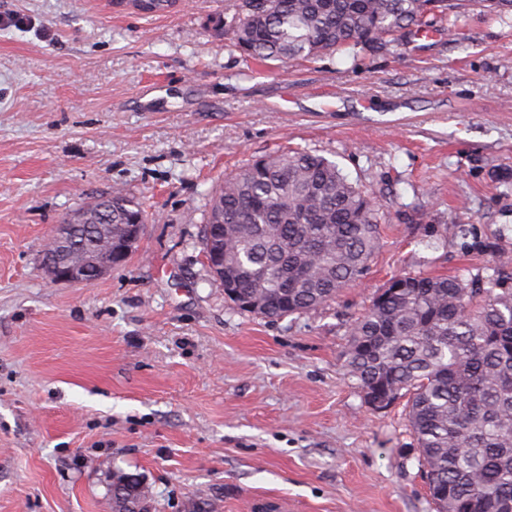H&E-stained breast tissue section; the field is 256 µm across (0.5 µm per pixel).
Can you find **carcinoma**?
Returning <instances> with one entry per match:
<instances>
[{"label": "carcinoma", "mask_w": 512, "mask_h": 512, "mask_svg": "<svg viewBox=\"0 0 512 512\" xmlns=\"http://www.w3.org/2000/svg\"><path fill=\"white\" fill-rule=\"evenodd\" d=\"M231 0L216 16L232 45L265 62L316 59L357 49L380 51L402 36L457 22L462 0ZM112 208V227L79 230L86 248L123 224H143L144 206L122 188L86 207ZM375 202L336 163L285 147L250 160L209 200L205 224H224V239L203 235V252L224 246L239 310L277 320L332 300L363 278L381 242ZM347 376L368 398L408 397L436 512H507L512 506V257L498 255L481 274L392 276L351 324L342 353ZM142 481L112 476L115 512H126Z\"/></svg>", "instance_id": "carcinoma-1"}]
</instances>
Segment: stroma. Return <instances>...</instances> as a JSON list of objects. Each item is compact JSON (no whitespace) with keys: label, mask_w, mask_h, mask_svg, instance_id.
<instances>
[{"label":"stroma","mask_w":512,"mask_h":512,"mask_svg":"<svg viewBox=\"0 0 512 512\" xmlns=\"http://www.w3.org/2000/svg\"><path fill=\"white\" fill-rule=\"evenodd\" d=\"M107 0H0V512H435L405 399L369 407L342 351L393 275L512 255V14L379 52L245 61L209 23ZM335 161L385 219L363 280L278 320L211 280L226 174L279 147ZM120 187L145 205L125 265L53 281L56 224ZM142 481L131 474L118 472L112 476V503L115 506V512H127L125 510L126 497L136 488L137 496L142 500L145 491Z\"/></svg>","instance_id":"35a3bbf8"}]
</instances>
